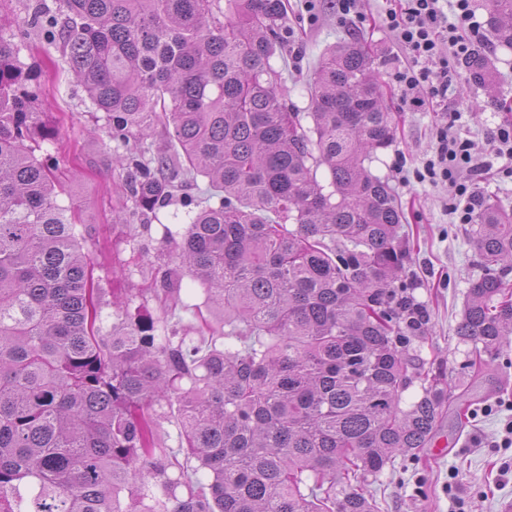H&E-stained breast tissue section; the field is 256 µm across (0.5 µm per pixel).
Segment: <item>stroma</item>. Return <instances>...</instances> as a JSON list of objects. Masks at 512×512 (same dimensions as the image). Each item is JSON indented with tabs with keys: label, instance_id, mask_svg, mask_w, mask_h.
Here are the masks:
<instances>
[{
	"label": "stroma",
	"instance_id": "stroma-1",
	"mask_svg": "<svg viewBox=\"0 0 512 512\" xmlns=\"http://www.w3.org/2000/svg\"><path fill=\"white\" fill-rule=\"evenodd\" d=\"M304 5L305 0H288L287 23L294 34L271 60L273 69L285 63L291 67L284 101L294 111L309 112L311 85L324 50L350 30L366 38L376 56L384 102L398 126L394 145L378 152L371 170L400 197L406 217L401 235L411 255L404 280L429 315L428 336L414 342L413 352L440 363L447 383L457 384L467 348L457 342L454 329L469 280L477 272L478 254L470 225L454 223L446 210V187L410 178L413 168L431 154L434 126L442 114L436 109L413 112L400 101L392 81L399 50L381 24L390 0H364L360 17L346 23L327 8L310 17ZM487 55L489 81L480 83L461 73L448 101L449 107L464 109L465 128L484 152L489 149L484 131L512 121V49L496 46ZM19 59L43 73L39 105L56 133L42 143L38 155L57 160L66 188L61 202L78 206L82 223L90 229L86 248L95 279L100 287L144 296L148 311L157 313L152 289L158 270L174 255L161 242L158 222L144 223L132 213L104 113L92 110L57 44L42 31H30ZM118 211L127 215V223H113ZM471 394L478 402L467 423H458L454 413L445 414L436 436L442 451L429 448L420 460H397L371 485L381 512H451L457 499L463 512H512V446L502 442L503 425L512 419V351L490 365L487 377L473 383Z\"/></svg>",
	"mask_w": 512,
	"mask_h": 512
}]
</instances>
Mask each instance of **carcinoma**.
I'll use <instances>...</instances> for the list:
<instances>
[{
	"mask_svg": "<svg viewBox=\"0 0 512 512\" xmlns=\"http://www.w3.org/2000/svg\"><path fill=\"white\" fill-rule=\"evenodd\" d=\"M487 5L489 40L512 49V0ZM286 18L285 0H54L0 25V512H379L367 486L469 395L409 354L425 327L401 204L370 169L396 133L374 54L353 34L326 49L305 126L270 63ZM30 27L106 113L137 211L207 182L184 232L163 225L161 318L95 287L89 229L35 154L53 130L18 59ZM487 65L463 63L480 80ZM158 122L168 152L147 142ZM475 223L456 336L477 377L512 347V209L486 197ZM186 277L203 305L181 300Z\"/></svg>",
	"mask_w": 512,
	"mask_h": 512,
	"instance_id": "obj_1",
	"label": "carcinoma"
}]
</instances>
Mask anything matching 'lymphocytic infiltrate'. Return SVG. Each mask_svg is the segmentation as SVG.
Returning a JSON list of instances; mask_svg holds the SVG:
<instances>
[{
  "label": "lymphocytic infiltrate",
  "instance_id": "lymphocytic-infiltrate-1",
  "mask_svg": "<svg viewBox=\"0 0 512 512\" xmlns=\"http://www.w3.org/2000/svg\"><path fill=\"white\" fill-rule=\"evenodd\" d=\"M382 23L404 54V62L392 78L401 101L416 112L433 107L448 110L449 117L434 130L435 147L415 170L417 181L448 188V212L457 223H472L480 202L479 185L496 160H510L506 176H512V125L495 127L487 136L493 148L480 153L469 135L458 131L460 110L448 107V95L456 81V65L472 53L480 35L474 0H402L387 9Z\"/></svg>",
  "mask_w": 512,
  "mask_h": 512
}]
</instances>
